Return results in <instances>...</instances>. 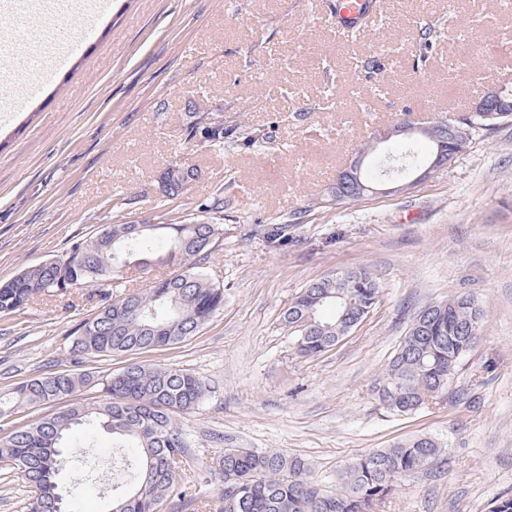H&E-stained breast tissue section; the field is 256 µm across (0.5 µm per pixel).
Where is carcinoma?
I'll list each match as a JSON object with an SVG mask.
<instances>
[{"mask_svg": "<svg viewBox=\"0 0 512 512\" xmlns=\"http://www.w3.org/2000/svg\"><path fill=\"white\" fill-rule=\"evenodd\" d=\"M190 118L185 128L187 142L203 129L213 145L256 142V137L227 129L222 123L204 122L193 114ZM511 123L512 111L462 115L454 125L468 134L459 137L451 153L464 152L473 131L491 133ZM439 141H448L446 121L437 123L433 137L427 139L428 159L436 158L445 167L448 154L436 157ZM364 152L373 156L372 167L361 171V181L369 185L385 175L390 162L371 139ZM195 174L194 167L170 162L160 177L165 196L182 195ZM334 190V196H326L323 202L342 205L360 199L343 170L336 175ZM288 228V224L268 228V245L288 244ZM219 234L217 224H147L138 232L130 224H108L105 233L76 241L65 263L29 267L0 283V314L16 313L39 297L63 294L78 286L113 284L118 288L127 268L133 265L144 270L157 258L177 266L175 273L154 279L142 292L120 294L102 304L97 315L79 325L72 352L95 358L180 344L195 336L224 306V289L197 266V258L208 256ZM343 275L346 297L336 296V277L332 276L308 285L284 312L300 355L316 357L336 346V337H346L345 311L358 313L379 296L380 285L369 268H355ZM481 321L479 302L468 294L420 311L376 383L379 402L393 412L411 414L436 398L434 391L448 392L460 361L476 340L469 328ZM92 389L100 393L98 400L84 399L83 394ZM206 392L205 382L192 373L142 363H131L105 378L61 370L22 381L0 396V420L25 408L54 404L56 409L0 437V471L16 473L28 485V512H62L64 496L56 475L77 463L70 452V434L78 426L98 425L112 435L113 447L131 448L136 458L133 482L113 485L112 512H159L172 496H188V487L179 481L176 469L177 460L190 447L180 419L198 407ZM444 461L437 442L417 437L354 458L339 474L334 493L320 488L302 459L275 449H222L217 467L208 472L224 487L218 512H228L227 496L232 494L234 512H374L398 478Z\"/></svg>", "mask_w": 512, "mask_h": 512, "instance_id": "cac0c4a2", "label": "carcinoma"}]
</instances>
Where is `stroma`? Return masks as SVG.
<instances>
[{
	"label": "stroma",
	"mask_w": 512,
	"mask_h": 512,
	"mask_svg": "<svg viewBox=\"0 0 512 512\" xmlns=\"http://www.w3.org/2000/svg\"><path fill=\"white\" fill-rule=\"evenodd\" d=\"M335 5L109 0L85 54L0 118L1 283L116 221L222 228L199 267L224 307L183 343L76 360L77 328L100 308L86 288L0 315V395L44 373L104 377L136 361L206 383L181 420L192 494L162 512H216L222 488L198 474L225 448L302 458L332 491L356 456L419 436L440 444L446 465L400 478L376 512H490L512 496V126L474 132L408 192L315 204L399 113L454 120L512 82V0H376L369 26L353 32L337 28ZM428 25L441 33L421 65ZM191 112L245 125L258 141L185 144ZM174 160L198 177L171 199L159 176ZM218 193L223 212L206 211ZM297 211L292 243L270 247L262 229ZM361 266L381 285L374 310L338 346L300 356L284 311L309 283ZM458 293L478 300L482 329L447 396L391 412L375 384L413 317ZM74 453L77 466L57 476L66 512H110L127 452L87 426Z\"/></svg>",
	"instance_id": "1"
}]
</instances>
